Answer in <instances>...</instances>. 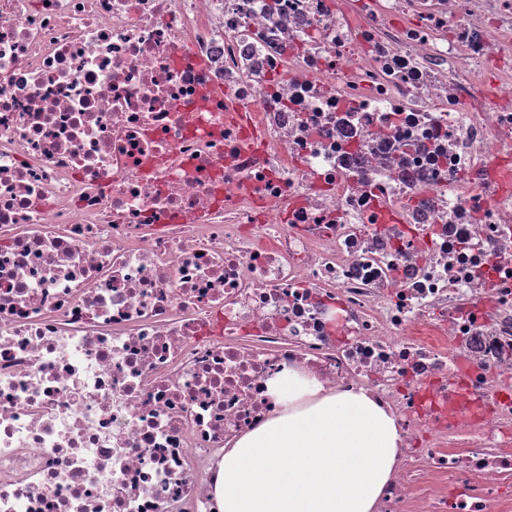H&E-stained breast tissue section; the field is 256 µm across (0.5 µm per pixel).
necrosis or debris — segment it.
I'll list each match as a JSON object with an SVG mask.
<instances>
[{"instance_id":"1","label":"necrosis or debris","mask_w":512,"mask_h":512,"mask_svg":"<svg viewBox=\"0 0 512 512\" xmlns=\"http://www.w3.org/2000/svg\"><path fill=\"white\" fill-rule=\"evenodd\" d=\"M288 367L512 512V0H0V512H218Z\"/></svg>"}]
</instances>
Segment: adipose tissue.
<instances>
[{
  "label": "adipose tissue",
  "instance_id": "adipose-tissue-1",
  "mask_svg": "<svg viewBox=\"0 0 512 512\" xmlns=\"http://www.w3.org/2000/svg\"><path fill=\"white\" fill-rule=\"evenodd\" d=\"M276 406L218 464L219 512H376L395 472V417L366 392L326 389L288 369L270 378Z\"/></svg>",
  "mask_w": 512,
  "mask_h": 512
}]
</instances>
